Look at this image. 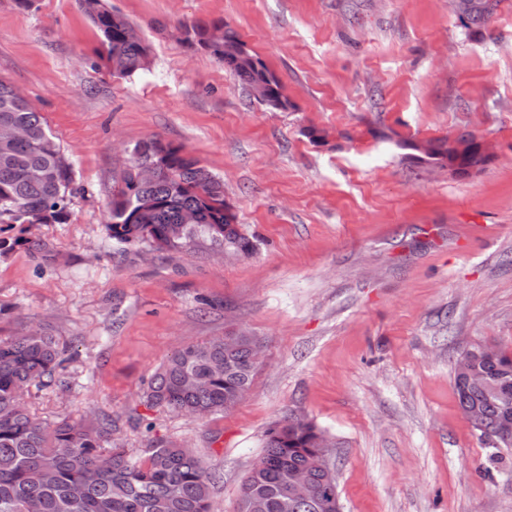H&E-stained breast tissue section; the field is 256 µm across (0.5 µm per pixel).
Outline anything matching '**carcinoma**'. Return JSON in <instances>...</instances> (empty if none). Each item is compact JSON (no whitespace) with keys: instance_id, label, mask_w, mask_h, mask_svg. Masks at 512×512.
I'll use <instances>...</instances> for the list:
<instances>
[{"instance_id":"obj_1","label":"carcinoma","mask_w":512,"mask_h":512,"mask_svg":"<svg viewBox=\"0 0 512 512\" xmlns=\"http://www.w3.org/2000/svg\"><path fill=\"white\" fill-rule=\"evenodd\" d=\"M462 27L471 34L486 28L501 0H453ZM79 9L100 35L99 58L114 75L130 77L149 63L150 47L128 37L132 24L105 0H77ZM224 27V45L208 54L246 88L258 81L272 85L270 108L292 106L280 79L248 48L224 21L181 22L190 47L203 46L211 26ZM21 126L25 137L0 148V224L12 230L27 224H65L77 189L73 169L62 168L60 142L48 131L42 115L26 101H17L9 85L0 82V127ZM473 135L428 141L420 162L437 165L455 152V144ZM462 169L482 170L487 161L473 150L459 160ZM200 215L196 224L183 223L184 213ZM108 237L124 250L144 244L151 251L177 249L205 237L236 255H247L253 243L237 224L224 201V183L184 147L168 145V160L158 176L139 179L137 167L126 166L122 184L112 194L106 224ZM24 247L44 255L49 245L23 235L1 239L0 247ZM476 346L464 350L453 370L458 406L479 439L489 449V463L512 449V433L498 434L503 418H512V353L493 350L474 362L478 381L460 373L461 363ZM257 337L242 339L229 350L215 336L174 353L149 379L147 401L172 412L206 417L224 413L251 387L260 363ZM71 354L60 340L31 329L21 336L0 337V512H211L214 476L189 449L154 440L135 457L118 442L112 414L99 410L90 421L84 415L48 421L33 413L24 400L32 385L43 389L68 386ZM325 433L301 415H289L267 429L263 452L241 484L238 512H336L341 499L336 472L313 466ZM305 473L314 491L294 490L297 474Z\"/></svg>"}]
</instances>
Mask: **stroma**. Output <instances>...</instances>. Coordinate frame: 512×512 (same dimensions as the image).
I'll use <instances>...</instances> for the list:
<instances>
[{"mask_svg":"<svg viewBox=\"0 0 512 512\" xmlns=\"http://www.w3.org/2000/svg\"><path fill=\"white\" fill-rule=\"evenodd\" d=\"M109 3L151 47L129 78L99 63L76 0H0V82L42 113L79 188L68 223L27 230L47 258L0 253V336L38 325L75 354L67 388H30L31 411L110 412L138 455L155 439L190 448L216 476L214 512H236L266 430L291 413L332 443L344 512H512V456L479 476L488 450L453 383L471 345L512 350V0L475 36L452 0ZM215 19L276 73L292 109L257 103L180 42L178 22ZM466 132L497 152L467 176L398 146ZM153 137L223 179L252 253L202 238L114 251L112 192ZM234 328L263 353L232 411L145 404L177 350Z\"/></svg>","mask_w":512,"mask_h":512,"instance_id":"35a3bbf8","label":"stroma"}]
</instances>
